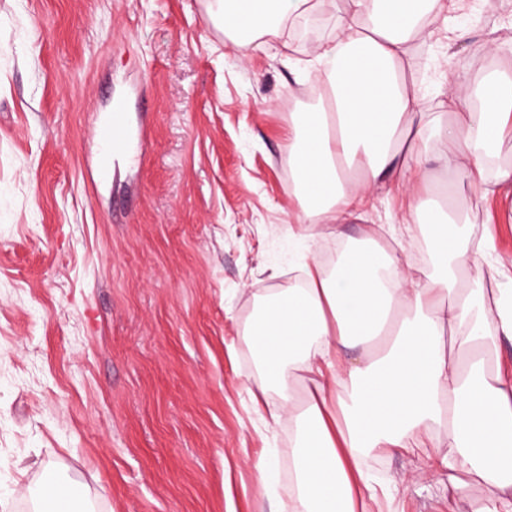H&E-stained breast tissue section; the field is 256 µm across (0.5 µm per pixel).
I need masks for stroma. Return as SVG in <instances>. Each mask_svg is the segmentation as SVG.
Masks as SVG:
<instances>
[{"mask_svg": "<svg viewBox=\"0 0 512 512\" xmlns=\"http://www.w3.org/2000/svg\"><path fill=\"white\" fill-rule=\"evenodd\" d=\"M467 28L413 49L429 108L446 62L512 69V0H465ZM211 0H0V512H32L48 470L90 512H279L294 493L296 425L259 414L245 315L291 288L307 256L372 239L403 264L436 270L429 224H406L400 176L338 224L288 235L298 208L288 128L310 104L298 64L336 34L312 0L309 36L274 53L236 50ZM501 48L488 54V41ZM124 92L148 132L144 160L111 161L93 187V126ZM465 238L490 235L512 289V187L478 197ZM272 456L266 486L252 463ZM421 448L373 458L356 512H455L478 500L445 476L419 478Z\"/></svg>", "mask_w": 512, "mask_h": 512, "instance_id": "1", "label": "stroma"}]
</instances>
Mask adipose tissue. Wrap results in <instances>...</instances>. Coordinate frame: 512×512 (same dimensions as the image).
Segmentation results:
<instances>
[{
  "label": "adipose tissue",
  "mask_w": 512,
  "mask_h": 512,
  "mask_svg": "<svg viewBox=\"0 0 512 512\" xmlns=\"http://www.w3.org/2000/svg\"><path fill=\"white\" fill-rule=\"evenodd\" d=\"M216 14L248 49L254 37H286L309 0H214ZM462 0H343L336 37L305 64L328 99L294 114L289 163L297 224H333L353 214L395 170L410 201L406 223L435 227L440 266L469 271L476 253L459 234L453 207L423 209L435 194L429 167L465 175L481 195L512 183L488 176L505 116L512 71L472 78L448 68L440 111H428L411 79L415 42L431 40ZM301 287L265 293L243 340L257 355L260 393L275 392L271 423L289 416L295 493L283 512H355L362 464L374 453L429 449L424 475L445 472L462 487L472 476L483 497L469 512H512V364L486 370L483 352L512 340V293L489 298L480 277L451 282L419 276L399 257L368 244L346 250L335 271L301 264ZM383 338L376 354L338 358L339 347Z\"/></svg>",
  "instance_id": "1"
}]
</instances>
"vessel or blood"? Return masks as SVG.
I'll return each instance as SVG.
<instances>
[{
	"label": "vessel or blood",
	"mask_w": 512,
	"mask_h": 512,
	"mask_svg": "<svg viewBox=\"0 0 512 512\" xmlns=\"http://www.w3.org/2000/svg\"><path fill=\"white\" fill-rule=\"evenodd\" d=\"M94 139L104 162L99 169V179H107L106 164L111 160L125 157L137 162L141 159L140 150L133 147L132 121L123 98L111 100L104 118L96 124Z\"/></svg>",
	"instance_id": "vessel-or-blood-1"
}]
</instances>
